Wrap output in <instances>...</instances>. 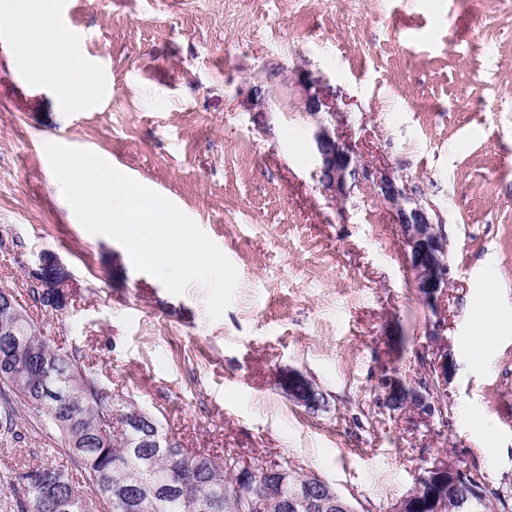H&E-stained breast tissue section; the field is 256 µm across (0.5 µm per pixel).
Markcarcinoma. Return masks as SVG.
<instances>
[{
    "label": "carcinoma",
    "mask_w": 512,
    "mask_h": 512,
    "mask_svg": "<svg viewBox=\"0 0 512 512\" xmlns=\"http://www.w3.org/2000/svg\"><path fill=\"white\" fill-rule=\"evenodd\" d=\"M19 329L21 349L0 337V389L16 398L0 403V430L12 432L21 408L42 419L59 433L108 512H279L259 511L254 504L261 496L289 495L305 482L306 474L285 460L277 463L278 478L260 472L252 488H239L233 477L239 456L232 452L217 458L176 442L170 447L149 444L150 425L133 417L130 401L105 402L94 367L56 349L32 319ZM0 485L23 490L18 512H58L61 498L74 502L72 512H88L82 491L60 469L9 472L0 477ZM494 504L500 512H512L509 496L484 482L448 494L439 512H491Z\"/></svg>",
    "instance_id": "cac0c4a2"
}]
</instances>
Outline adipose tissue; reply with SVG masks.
Returning a JSON list of instances; mask_svg holds the SVG:
<instances>
[{
	"instance_id": "ef3b65f1",
	"label": "adipose tissue",
	"mask_w": 512,
	"mask_h": 512,
	"mask_svg": "<svg viewBox=\"0 0 512 512\" xmlns=\"http://www.w3.org/2000/svg\"><path fill=\"white\" fill-rule=\"evenodd\" d=\"M6 20L28 33L16 57L19 68L55 85L60 97L68 103L88 98L86 63L71 52L68 38L57 23L54 0H38L34 10L7 14Z\"/></svg>"
}]
</instances>
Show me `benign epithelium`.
<instances>
[{"instance_id": "obj_1", "label": "benign epithelium", "mask_w": 512, "mask_h": 512, "mask_svg": "<svg viewBox=\"0 0 512 512\" xmlns=\"http://www.w3.org/2000/svg\"><path fill=\"white\" fill-rule=\"evenodd\" d=\"M304 91V108L317 117L312 132V147L316 157V173L325 191L334 197H345L358 184L372 186L377 195L393 207L395 221L399 224L403 246L409 266L414 273L415 287L430 305L446 294L449 287L448 238L439 230L436 210L410 197L403 179L388 171H380L362 162L349 141L336 132V109L323 100L316 91L318 79L308 73L300 74ZM46 302L56 309H66L71 301L73 277L69 270L53 255L41 256L39 268L33 276ZM24 320L23 312L12 309L7 318L0 319V336L18 335V326ZM453 360L448 357L445 346L437 348L430 361L434 388L448 384L452 375ZM280 386L294 402L309 409L321 405V398L313 383L295 370H286L280 376ZM387 402L391 406H410L423 414H432L438 408L434 396L421 390L405 388L398 378L390 380ZM256 465L240 461L235 473L236 482L249 486L255 475ZM429 475L423 477L427 484V502L422 504L416 497L407 495L392 506L390 512H425L438 508L449 491L460 488L459 481L464 471L448 467L438 461L428 468ZM329 497L336 512H356L353 502L337 492L330 482L312 475L285 499L281 507L286 512H306L312 507L316 491Z\"/></svg>"}]
</instances>
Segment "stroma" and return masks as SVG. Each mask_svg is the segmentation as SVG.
<instances>
[{
    "mask_svg": "<svg viewBox=\"0 0 512 512\" xmlns=\"http://www.w3.org/2000/svg\"><path fill=\"white\" fill-rule=\"evenodd\" d=\"M97 88L73 108L18 69L0 23V289L108 395L154 413L185 448L285 459L358 512H389L439 460L512 492V327L481 360L468 318L512 319V0H57ZM318 77L362 162L436 209L450 288L422 301L391 207L362 184L331 197L315 174L298 72ZM269 109L253 111L255 88ZM93 151L189 216L234 265L219 319L206 290L171 294L125 248L78 221L46 143ZM44 254L70 271L67 309L30 294ZM446 341L441 415L386 404ZM293 369L324 395L293 403ZM489 416L492 433L473 427ZM68 470L56 433L26 411L0 435V475Z\"/></svg>",
    "mask_w": 512,
    "mask_h": 512,
    "instance_id": "stroma-1",
    "label": "stroma"
}]
</instances>
